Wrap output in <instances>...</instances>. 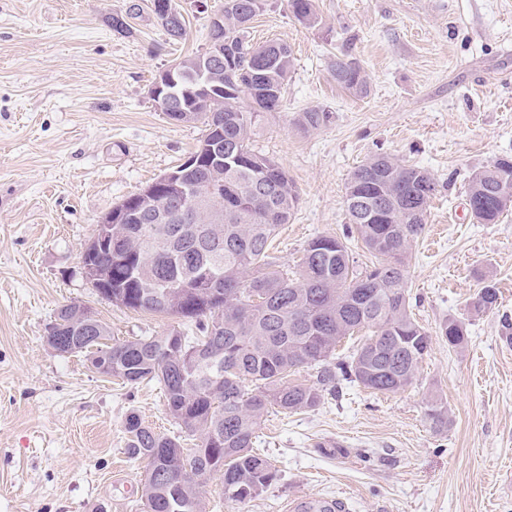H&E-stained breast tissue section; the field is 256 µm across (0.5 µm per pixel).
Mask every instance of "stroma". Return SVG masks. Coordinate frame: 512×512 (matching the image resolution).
<instances>
[{
  "instance_id": "35a3bbf8",
  "label": "stroma",
  "mask_w": 512,
  "mask_h": 512,
  "mask_svg": "<svg viewBox=\"0 0 512 512\" xmlns=\"http://www.w3.org/2000/svg\"><path fill=\"white\" fill-rule=\"evenodd\" d=\"M146 0H0V512H143V468L126 454L125 419L179 429L157 383L126 385L81 353L46 342L59 308L78 303L116 341L159 336L175 318L97 295L81 248L99 221L196 148L201 124L159 112L149 89L180 56L208 45L224 0H177L180 44ZM139 4L137 33L114 35L112 12ZM309 26L288 0H266L250 37L290 46L287 109L267 116L257 152L280 163L299 202L274 240L296 265L317 235L345 236V185L377 153L428 170L439 183L414 244L407 288L432 336L415 380L380 394L341 382L336 396L295 414L270 410L256 448L278 471L259 497L206 487L207 512H289L291 500L340 498L347 512H512V211L480 224L466 209L472 174L512 156V0H315ZM357 58L367 95L340 88L339 53ZM322 108L330 124L298 131L294 113ZM494 310L468 303L483 281ZM465 323L449 349L443 322ZM439 397L451 424L425 417Z\"/></svg>"
}]
</instances>
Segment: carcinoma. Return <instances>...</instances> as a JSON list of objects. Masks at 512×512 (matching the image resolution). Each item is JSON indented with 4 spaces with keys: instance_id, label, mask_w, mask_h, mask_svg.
I'll use <instances>...</instances> for the list:
<instances>
[{
    "instance_id": "cac0c4a2",
    "label": "carcinoma",
    "mask_w": 512,
    "mask_h": 512,
    "mask_svg": "<svg viewBox=\"0 0 512 512\" xmlns=\"http://www.w3.org/2000/svg\"><path fill=\"white\" fill-rule=\"evenodd\" d=\"M264 2L224 0V41L236 47L237 56L210 66L223 100L190 101L183 86L176 87L182 107L205 134L173 172L201 194L220 183V200L162 224L148 213L168 191L129 196L112 213L141 210V219L112 225V251L89 257L110 269L106 286L113 304L186 324L184 330L110 344L97 342L110 335L100 321V336H90L82 347L100 374L132 385L157 382L169 416L194 441L186 448L178 438L143 425L136 414L127 417V454L154 471L141 487L143 512H206L203 491L216 475L229 499L242 503L258 497L278 478L273 463L253 450L269 409H313L336 395L342 381L374 393L396 392L415 379L432 342L412 316L406 288L409 249L439 192L426 169L379 154L351 173L345 187L349 235L377 258L365 270L356 269L342 239L328 235L307 244L291 273L269 251L299 196L287 171L252 149L267 115L284 111L293 67L287 44L250 39L249 24ZM288 6L300 22H317L314 0H288ZM139 11L132 4L112 14V31L132 36L130 19ZM156 22L173 41L187 35L181 13ZM331 68L342 89L367 94L366 74L356 58L338 56ZM331 120L332 113L309 109L297 113L293 124L308 131ZM467 198L473 219L497 223L512 209V158L475 172ZM497 300L496 288L487 282L470 308L480 314ZM359 332L364 336L353 356L336 360L338 344ZM440 335L458 349L466 327L449 319ZM301 367L315 371L312 383L288 381ZM426 418L438 430L450 423L447 408L435 398L428 401ZM162 471L174 478L159 477Z\"/></svg>"
}]
</instances>
